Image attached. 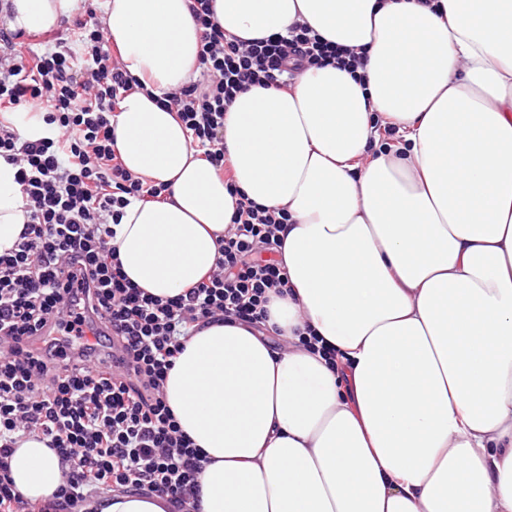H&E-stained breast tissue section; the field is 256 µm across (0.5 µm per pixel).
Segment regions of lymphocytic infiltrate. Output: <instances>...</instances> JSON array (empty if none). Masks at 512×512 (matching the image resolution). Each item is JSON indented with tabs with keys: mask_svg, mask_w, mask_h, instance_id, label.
<instances>
[{
	"mask_svg": "<svg viewBox=\"0 0 512 512\" xmlns=\"http://www.w3.org/2000/svg\"><path fill=\"white\" fill-rule=\"evenodd\" d=\"M201 29L200 75L164 94L191 143L223 170L224 114L250 87L288 88L298 71L361 58L305 26L289 35H225L211 0H192ZM112 51L97 0L33 50L23 31L0 28V162L12 166L27 223L0 255V512H80L101 491L166 498L169 512H198L204 457L183 433L163 385L188 336L210 320L258 325L288 278L274 259L288 217L238 201L215 268L184 293L158 298L133 285L111 244L134 200L167 188L127 170L112 122L137 87ZM17 112L41 114L43 136L22 139ZM100 319L95 342L85 333ZM49 326L61 339L34 345ZM45 442L68 469L50 500L24 499L9 476L21 439Z\"/></svg>",
	"mask_w": 512,
	"mask_h": 512,
	"instance_id": "lymphocytic-infiltrate-1",
	"label": "lymphocytic infiltrate"
}]
</instances>
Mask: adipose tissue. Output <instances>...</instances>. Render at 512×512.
I'll return each instance as SVG.
<instances>
[{"mask_svg": "<svg viewBox=\"0 0 512 512\" xmlns=\"http://www.w3.org/2000/svg\"><path fill=\"white\" fill-rule=\"evenodd\" d=\"M12 3L8 29L38 33L78 0ZM190 5L106 2L112 45L144 84L115 147L168 188L125 208L122 270L172 297L214 267L239 196L288 215V287L264 328L209 323L167 375L206 458L200 512H512V0H213L228 35L300 24L365 51L355 71L314 66L290 91L238 94L226 177L156 102L199 73ZM26 220L1 163L0 254ZM313 335L335 364L300 345ZM9 464L31 501L66 479L33 438Z\"/></svg>", "mask_w": 512, "mask_h": 512, "instance_id": "1", "label": "adipose tissue"}]
</instances>
